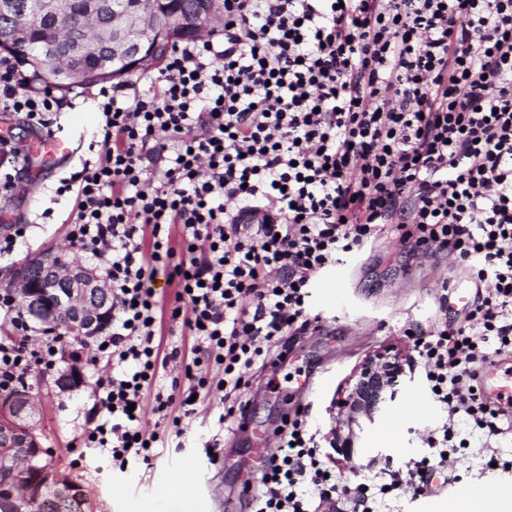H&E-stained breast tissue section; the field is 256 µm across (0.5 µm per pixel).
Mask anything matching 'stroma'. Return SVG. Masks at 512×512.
I'll return each mask as SVG.
<instances>
[{"mask_svg":"<svg viewBox=\"0 0 512 512\" xmlns=\"http://www.w3.org/2000/svg\"><path fill=\"white\" fill-rule=\"evenodd\" d=\"M23 171L11 195L0 198V233L11 225L33 222L60 171L41 165L37 158H24ZM67 208L56 211L55 223L29 233L17 262L46 256L62 247L68 258L89 263L83 252L71 248L64 220ZM346 285L337 301L325 296L317 274V288L310 300L315 321L303 335L285 336L283 354H270L265 364L246 370L247 390L241 413L233 414L232 429L224 433L216 460H209L205 442L218 433L216 422L222 411V393L211 390L201 397L193 418L182 421L181 437L166 438L151 465L132 464L127 471L111 468L98 450L86 447L83 433L101 416L95 397V377L82 369L83 384L75 391L59 390L54 380L68 363L60 361L50 371H34L26 382L40 395L42 444L68 476L89 489L97 512H252L253 503L267 490L265 466L259 456L260 442H273L288 431L287 421L304 420L328 466L336 473L338 486L368 484L373 492L370 512H439L441 503L455 498L462 488L494 482L512 490V438L488 439L467 420L457 422L448 461L433 455L426 444L438 432L446 415L429 395L421 361L408 365L414 382L403 394L409 405L414 394H423V406L413 416L390 422L388 415L374 423H363L359 454L346 458L331 447V438L343 410V392L363 362L389 349L412 352L410 332L440 330L460 324L462 308L453 306L450 290L472 288L467 269L441 251L427 255L408 253L393 235H382L341 265ZM155 287L163 294L165 316L161 327V354L178 349V360L169 362L160 375L163 386L183 377L195 357L197 343L174 320L176 284L157 277ZM385 449L390 464H371L376 449ZM497 457L500 468L489 469V457ZM427 460L432 482L426 492L412 485L392 487L394 473L407 463ZM193 471L186 492L155 501L154 488L164 485L183 465Z\"/></svg>","mask_w":512,"mask_h":512,"instance_id":"1","label":"stroma"}]
</instances>
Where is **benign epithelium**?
Here are the masks:
<instances>
[{"instance_id": "benign-epithelium-1", "label": "benign epithelium", "mask_w": 512, "mask_h": 512, "mask_svg": "<svg viewBox=\"0 0 512 512\" xmlns=\"http://www.w3.org/2000/svg\"><path fill=\"white\" fill-rule=\"evenodd\" d=\"M72 4L73 0H30L25 11L16 13L11 0L0 3V16L6 19V31L13 38L32 32L36 19L53 23L54 38L39 43L36 62L47 77L57 78L62 85L88 78L79 68L67 66L69 59H94L97 67L93 76L119 80L126 72L153 64L158 58V46H149L140 33L150 36L159 31L191 30L199 34L222 17L214 9L194 17L162 15L150 9L132 14L102 0H86L73 22ZM8 288L18 307L47 329L63 322L74 337L88 338L112 321V303L102 277L96 270L62 257L48 267L37 269L32 263L19 268ZM405 383L397 355L384 352L369 359L346 390L348 435L334 438L333 446L353 457V425L358 423V415L372 422L379 410L395 408ZM36 415V396L25 387L0 398V474L7 477L0 497L8 499L10 512H34L44 500L91 506L84 486L44 463Z\"/></svg>"}]
</instances>
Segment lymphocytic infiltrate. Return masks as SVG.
Wrapping results in <instances>:
<instances>
[{"mask_svg": "<svg viewBox=\"0 0 512 512\" xmlns=\"http://www.w3.org/2000/svg\"><path fill=\"white\" fill-rule=\"evenodd\" d=\"M156 82L65 100L0 59L1 112L45 128L89 100L100 114L40 214L72 200L69 242L112 292L88 360L112 373L95 381L103 416L87 447L122 470L150 464L164 435L142 426L148 393L176 427L211 388L235 407L245 370L308 327L315 275L388 233L413 254L448 252L480 290L464 325L414 341L448 414L429 447L447 459L462 417L490 438L512 431L478 391L479 369L512 348V0H224L217 36L173 46ZM162 271L206 364L182 388L157 383ZM0 315L24 336L0 339V390L56 366L63 334L27 340L5 289ZM265 478L255 512H320L336 491L299 420Z\"/></svg>", "mask_w": 512, "mask_h": 512, "instance_id": "obj_1", "label": "lymphocytic infiltrate"}]
</instances>
